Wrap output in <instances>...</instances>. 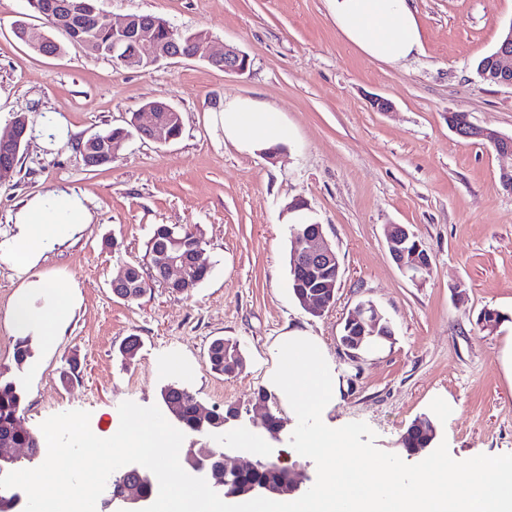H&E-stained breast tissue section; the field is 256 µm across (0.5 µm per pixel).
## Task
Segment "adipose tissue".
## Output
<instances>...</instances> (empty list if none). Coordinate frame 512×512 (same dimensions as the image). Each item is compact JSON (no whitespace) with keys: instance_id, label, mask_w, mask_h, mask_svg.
Segmentation results:
<instances>
[{"instance_id":"obj_1","label":"adipose tissue","mask_w":512,"mask_h":512,"mask_svg":"<svg viewBox=\"0 0 512 512\" xmlns=\"http://www.w3.org/2000/svg\"><path fill=\"white\" fill-rule=\"evenodd\" d=\"M330 14L342 34L370 59L398 64L422 48V36L412 0H327ZM214 128L238 151L268 152L289 141L287 124L273 107L251 98H225L209 115ZM93 216L76 193L51 191L32 198L14 219L16 231L7 255L21 272L28 273L55 245L91 224ZM71 307L70 292H56L53 304L36 312L24 298L10 311L16 335L39 327L45 344H54L58 325Z\"/></svg>"}]
</instances>
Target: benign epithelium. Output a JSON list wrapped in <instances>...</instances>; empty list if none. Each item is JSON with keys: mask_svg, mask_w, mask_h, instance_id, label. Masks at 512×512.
Instances as JSON below:
<instances>
[{"mask_svg": "<svg viewBox=\"0 0 512 512\" xmlns=\"http://www.w3.org/2000/svg\"><path fill=\"white\" fill-rule=\"evenodd\" d=\"M45 25L52 28H67L79 30L81 25L77 18L69 12L58 9L56 13L43 12ZM112 34L116 42L112 45V52L125 47L129 48L130 56L126 63L131 67L148 70L161 60L172 58L177 39L168 40L157 36L154 26L137 15H130L118 22H111ZM204 58L221 65L226 73L242 75L250 65L249 56L237 47L227 44L209 45L205 48ZM491 71L485 76L493 80V84L512 88V25L501 41L499 47L492 53ZM162 112H176L169 104L156 106L144 105L133 116V127L137 134L146 139L170 141L175 138V132L170 121L160 116ZM448 124L452 131L465 139L491 140L495 150L503 155H512V137L503 135L495 130L476 126L470 122L462 123L453 116H448ZM28 126L16 125L0 137V179L4 180L13 174L15 162L26 143ZM296 247L291 265L292 271L318 270L323 267L339 266L338 256L327 241L323 225L311 230L307 227L292 231ZM415 234L402 224L387 226V244L389 253L401 271L415 280L431 268L430 256L421 251V247L410 245ZM205 248L200 246L189 257L170 252L166 249L156 250L151 255L148 272L145 275L146 284L158 283L169 292L175 294H189L195 288L194 282L189 278V266H209V259L205 257ZM132 267L128 266L114 278L111 283L113 294L121 299L140 298L145 291H134L132 283ZM301 305L316 315L330 307L334 298H323L321 293L312 287L298 294ZM382 314L371 303H362L356 308V314L349 318L340 338L351 356L370 346L378 340H389L391 335L378 331ZM178 389L177 384L169 383L163 387L162 407L168 413L172 422L180 421L177 404L170 398L172 391ZM200 427L206 432L217 433L232 422L242 421V413L235 410V416L224 420L219 425L214 424L213 413L203 412L200 415ZM210 451L207 448H188L185 453V463L190 474L206 480L208 485L218 494L226 498H240L246 496L262 495H293L301 492L311 477L304 471H297L290 486H280L266 480L242 481L246 474L253 475L258 471L259 463L255 462L245 467L229 463V456L225 453L219 455L215 464L208 463ZM33 458L31 449H24V453L11 451L0 455V473H4L12 465L23 459ZM124 477L128 478L127 486L119 494H112L108 490L103 500L106 512H137L145 508L150 498L141 492V488L152 484V472L137 465L129 464L124 468Z\"/></svg>", "mask_w": 512, "mask_h": 512, "instance_id": "obj_1", "label": "benign epithelium"}]
</instances>
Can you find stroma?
<instances>
[{
    "label": "stroma",
    "mask_w": 512,
    "mask_h": 512,
    "mask_svg": "<svg viewBox=\"0 0 512 512\" xmlns=\"http://www.w3.org/2000/svg\"><path fill=\"white\" fill-rule=\"evenodd\" d=\"M421 51L398 65L369 59L338 32L326 0H99L113 19L148 13L178 31L234 45L251 61L241 75L202 58L163 60L149 71L66 44L56 56L16 39L15 21L42 27L27 0H0V123L28 122L29 142L10 180L0 182V241L13 235L16 213L33 196L66 189L80 195L93 221L56 246L36 268L43 279L72 288L71 311L57 342L33 336V356L13 361L17 339L9 309L19 294L33 308L49 297L23 288L0 261V371L26 391L24 424L39 431L48 417L90 414V428L109 436L118 407L159 404L176 382L207 409H252L274 365L270 349L298 330L325 344L338 376L323 422L366 423L376 446L403 455L401 434L420 415L457 461L512 454V193L500 182L512 157L448 126L452 112L512 136V89L482 81L475 64L512 25V0H413ZM231 96L278 109L292 137L275 159L225 144L207 116ZM390 100L389 112L373 109ZM181 115L178 138L131 135L105 166L90 169L81 141L126 126L147 101ZM55 117L64 138L44 133ZM303 200L335 247L341 278L334 304L318 315L290 288L287 207ZM201 233L213 264L188 295L160 285L132 302L110 283L125 266H146L156 225ZM404 224L431 257L414 281L393 262L385 227ZM115 238L109 246L107 238ZM463 297H455V290ZM373 302L394 330L392 341L350 356L341 345L345 319ZM510 315L483 329V309ZM140 337L131 364L118 352ZM236 343L244 360L236 375L210 371L213 339ZM187 448H226L235 463L272 450L282 465L316 475L310 458L289 442L272 444L248 423L221 434H189Z\"/></svg>",
    "instance_id": "35a3bbf8"
}]
</instances>
